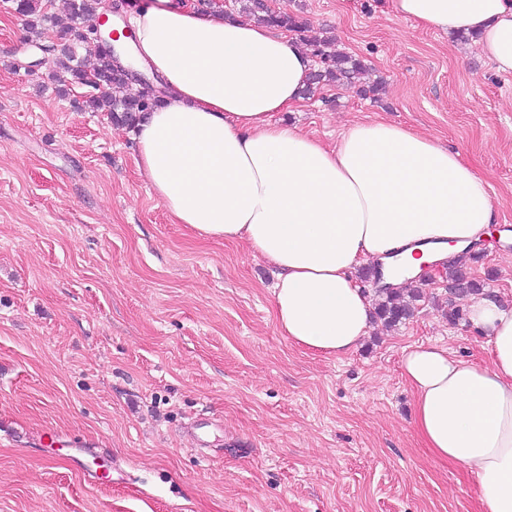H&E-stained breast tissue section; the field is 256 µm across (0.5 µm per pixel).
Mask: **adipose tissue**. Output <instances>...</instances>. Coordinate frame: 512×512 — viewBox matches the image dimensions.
<instances>
[{"instance_id": "ef3b65f1", "label": "adipose tissue", "mask_w": 512, "mask_h": 512, "mask_svg": "<svg viewBox=\"0 0 512 512\" xmlns=\"http://www.w3.org/2000/svg\"><path fill=\"white\" fill-rule=\"evenodd\" d=\"M397 16L475 36L512 75V0H389ZM139 63L163 103L138 125L136 163L174 223L242 240L276 271L279 331L341 357L367 335L372 298L355 272L400 260L407 274L462 253L495 222L486 179L439 142L384 121L356 122L328 148L277 113L303 100L312 60L265 25L149 0L131 19ZM486 365L436 345L405 350L415 426L431 454L475 477L482 512H512V304L469 298Z\"/></svg>"}]
</instances>
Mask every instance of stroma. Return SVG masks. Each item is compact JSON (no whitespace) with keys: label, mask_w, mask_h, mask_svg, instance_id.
I'll return each mask as SVG.
<instances>
[{"label":"stroma","mask_w":512,"mask_h":512,"mask_svg":"<svg viewBox=\"0 0 512 512\" xmlns=\"http://www.w3.org/2000/svg\"><path fill=\"white\" fill-rule=\"evenodd\" d=\"M266 2L383 83L374 99L323 86L278 122L329 147L362 120L436 138L512 227V75L386 0ZM52 40L0 0V512H481L474 478L415 430L402 374L420 344L489 361L448 317L467 297L445 269L424 271L413 317L372 324L356 351L296 346L275 323L274 269L172 222L131 129L51 79ZM477 249L467 277L512 303V257L495 237Z\"/></svg>","instance_id":"obj_1"}]
</instances>
